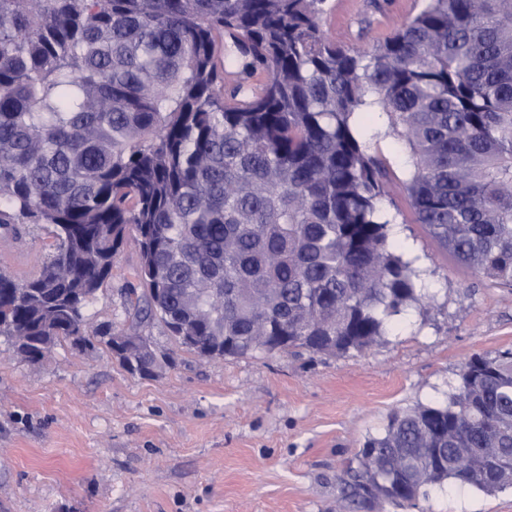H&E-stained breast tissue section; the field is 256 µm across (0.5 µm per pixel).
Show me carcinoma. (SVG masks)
Segmentation results:
<instances>
[{
  "label": "carcinoma",
  "mask_w": 512,
  "mask_h": 512,
  "mask_svg": "<svg viewBox=\"0 0 512 512\" xmlns=\"http://www.w3.org/2000/svg\"><path fill=\"white\" fill-rule=\"evenodd\" d=\"M328 2L0 0V228L54 239L32 278L0 273L18 356L154 317L198 354L263 352L268 321L290 349L362 351L425 303L379 209L398 184L459 262L512 287V0H426L367 50L327 33ZM370 112L408 179L371 151ZM129 238L128 319L94 329L83 308ZM493 448H512V350L472 356L446 405L393 410L340 492L359 508L448 480L494 493ZM369 125L378 128L381 136L371 141L372 150L380 151L386 159L389 168L396 179L404 180L409 169V152L401 140L394 135H384L387 132V119L384 114H372Z\"/></svg>",
  "instance_id": "obj_1"
}]
</instances>
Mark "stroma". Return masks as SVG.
Masks as SVG:
<instances>
[{"label":"stroma","mask_w":512,"mask_h":512,"mask_svg":"<svg viewBox=\"0 0 512 512\" xmlns=\"http://www.w3.org/2000/svg\"><path fill=\"white\" fill-rule=\"evenodd\" d=\"M424 0H330L325 27L371 47ZM373 149L405 179L409 152L387 134ZM392 237L415 260L428 300L392 318L364 352L223 358L179 349L158 320L143 334L173 357L157 377L124 370L102 337L81 351L55 346L39 363L0 336V512H359L339 478L392 410L446 403L466 361L512 349V288L465 267L416 223L405 194L383 200ZM46 228L0 229V271L33 276L52 252ZM139 251L126 241L112 278L84 307L92 327L126 317ZM512 512L493 494L451 482L410 512Z\"/></svg>","instance_id":"35a3bbf8"}]
</instances>
